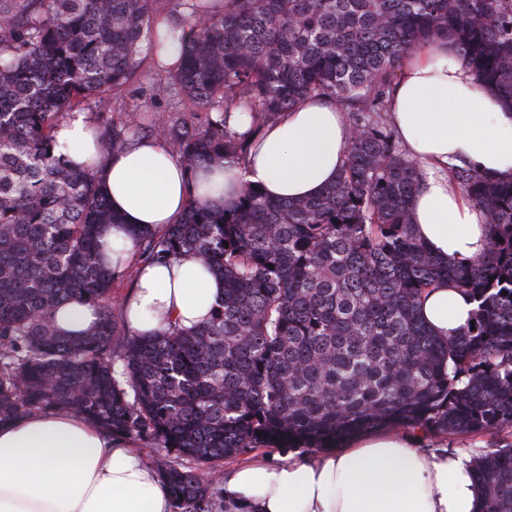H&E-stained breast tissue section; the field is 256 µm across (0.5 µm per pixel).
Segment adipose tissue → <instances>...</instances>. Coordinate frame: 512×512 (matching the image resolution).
<instances>
[{
	"label": "adipose tissue",
	"instance_id": "adipose-tissue-1",
	"mask_svg": "<svg viewBox=\"0 0 512 512\" xmlns=\"http://www.w3.org/2000/svg\"><path fill=\"white\" fill-rule=\"evenodd\" d=\"M390 123L427 173L411 205L417 237L445 262L486 251L485 214L453 190L451 168L512 177V109L482 91L467 60L437 40L405 62ZM349 137L334 102L310 100L265 126L243 166L214 164L192 176L157 141L103 158L83 117L57 131L70 161L98 169L105 196L124 219L109 240L133 270L123 306L138 336L174 321L186 328L204 323L224 281L189 253L166 264L137 261L133 232L164 231L193 194L214 208L230 206L243 182L278 199L317 196L335 181ZM475 308L443 281L424 297L420 314L445 339L462 331ZM133 446L131 437L66 411L2 424L0 512H172L167 486ZM483 497L469 455L432 445L419 428L362 432L311 458H257L224 480V512H482Z\"/></svg>",
	"mask_w": 512,
	"mask_h": 512
}]
</instances>
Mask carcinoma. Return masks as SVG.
<instances>
[{
	"instance_id": "obj_1",
	"label": "carcinoma",
	"mask_w": 512,
	"mask_h": 512,
	"mask_svg": "<svg viewBox=\"0 0 512 512\" xmlns=\"http://www.w3.org/2000/svg\"><path fill=\"white\" fill-rule=\"evenodd\" d=\"M159 3L184 23L151 30ZM147 34L179 102L210 112L199 127L165 122L191 173L243 165L264 126L312 99L345 112L352 136L314 198L245 183L229 208L192 195L164 232L136 233L144 260L191 253L224 296L199 326L134 336L112 292L121 259H101L122 219L93 170L62 161L56 133L88 99L112 110ZM437 39L512 108V0H0V424L67 410L154 443L173 512H211L218 462L256 448L390 425L495 431L473 458L482 512H512V179L453 169L488 248L446 264L413 232L425 174L385 123L402 60ZM139 129L126 112L99 154ZM445 279L476 303L446 341L419 311ZM69 301L97 316L79 339L54 325Z\"/></svg>"
}]
</instances>
